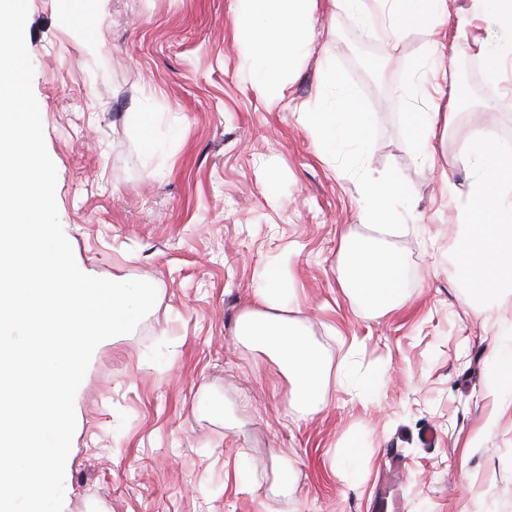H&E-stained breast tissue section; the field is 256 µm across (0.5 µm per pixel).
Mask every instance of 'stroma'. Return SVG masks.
Instances as JSON below:
<instances>
[{"label": "stroma", "instance_id": "1", "mask_svg": "<svg viewBox=\"0 0 512 512\" xmlns=\"http://www.w3.org/2000/svg\"><path fill=\"white\" fill-rule=\"evenodd\" d=\"M88 2L28 0L59 218L81 271L150 282L157 299L93 353L63 512H512V387L493 385L512 295L473 301L459 221L464 146L512 134V69L494 84L457 71L506 31L488 18L461 40L426 26L385 40L316 0L317 37L271 103L232 0ZM326 64L371 112L365 142L331 157L301 122L334 98ZM437 68L457 112L429 160L413 80ZM365 175L405 192L379 237L405 261L408 300L391 310L336 278L342 239L372 233ZM259 288L292 290L288 316L325 357L317 414L236 335Z\"/></svg>", "mask_w": 512, "mask_h": 512}]
</instances>
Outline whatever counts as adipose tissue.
Here are the masks:
<instances>
[{"mask_svg":"<svg viewBox=\"0 0 512 512\" xmlns=\"http://www.w3.org/2000/svg\"><path fill=\"white\" fill-rule=\"evenodd\" d=\"M313 0H235L249 34L248 51L262 78L261 90L272 102L284 96L281 74L301 47L311 45ZM334 9L350 14L372 34L383 38L403 34L437 19H451L455 34L467 37L481 15L490 14L510 34L488 63L490 73L512 61V0H472L468 9L451 11L449 0H330ZM321 154H335L344 143L362 144L369 129V115L345 86H338L336 102L304 115ZM465 153L480 175L471 188L476 209H490L492 221L472 227L473 245L468 253L476 269L465 280L477 297L512 291V237L500 228L512 224V163H505L490 139L466 145ZM360 188L366 199L364 219L381 225L388 218V203L400 192L394 179L365 178ZM341 282L371 308H385L405 300L402 257L382 250L369 238L349 236L342 243ZM285 298L273 288L260 289L241 314L238 336L270 347L293 385L301 411L318 409L324 377V358L284 313Z\"/></svg>","mask_w":512,"mask_h":512,"instance_id":"1","label":"adipose tissue"}]
</instances>
